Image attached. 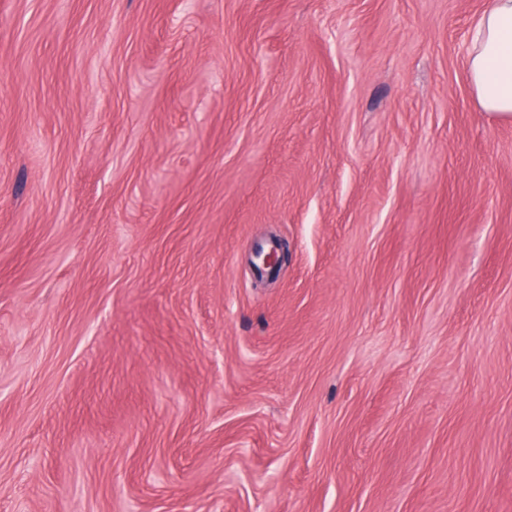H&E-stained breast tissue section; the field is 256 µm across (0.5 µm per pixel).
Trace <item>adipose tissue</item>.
Here are the masks:
<instances>
[{"mask_svg":"<svg viewBox=\"0 0 512 512\" xmlns=\"http://www.w3.org/2000/svg\"><path fill=\"white\" fill-rule=\"evenodd\" d=\"M467 73L480 107L512 118V0H490L475 25Z\"/></svg>","mask_w":512,"mask_h":512,"instance_id":"adipose-tissue-1","label":"adipose tissue"}]
</instances>
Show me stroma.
<instances>
[{
  "label": "stroma",
  "instance_id": "1",
  "mask_svg": "<svg viewBox=\"0 0 512 512\" xmlns=\"http://www.w3.org/2000/svg\"><path fill=\"white\" fill-rule=\"evenodd\" d=\"M487 6L0 0V512H512Z\"/></svg>",
  "mask_w": 512,
  "mask_h": 512
}]
</instances>
